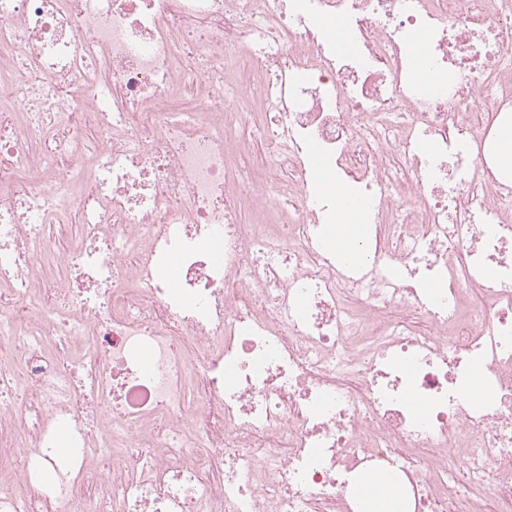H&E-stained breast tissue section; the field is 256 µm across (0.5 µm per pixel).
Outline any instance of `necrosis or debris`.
Wrapping results in <instances>:
<instances>
[{"label": "necrosis or debris", "instance_id": "obj_1", "mask_svg": "<svg viewBox=\"0 0 512 512\" xmlns=\"http://www.w3.org/2000/svg\"><path fill=\"white\" fill-rule=\"evenodd\" d=\"M511 46L512 0H0V512H512ZM363 212L364 210L351 204H346L341 210L336 207V231L339 230L346 241L360 237V228L363 224L358 218ZM362 497L357 498L363 512H403L401 491L397 482H384L371 477L360 480Z\"/></svg>", "mask_w": 512, "mask_h": 512}]
</instances>
